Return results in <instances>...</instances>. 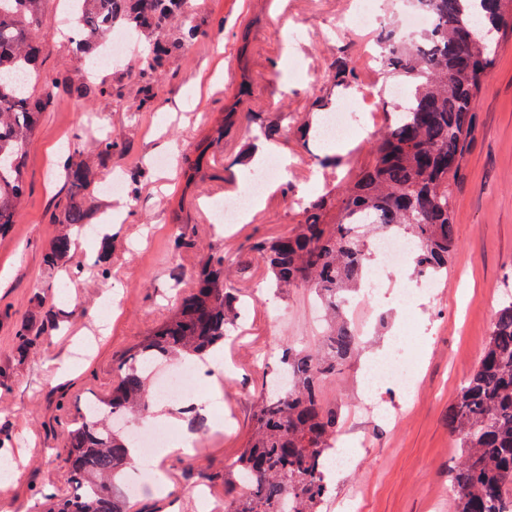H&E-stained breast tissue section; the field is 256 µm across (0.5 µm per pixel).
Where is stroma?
I'll return each mask as SVG.
<instances>
[{
	"label": "stroma",
	"instance_id": "obj_1",
	"mask_svg": "<svg viewBox=\"0 0 512 512\" xmlns=\"http://www.w3.org/2000/svg\"><path fill=\"white\" fill-rule=\"evenodd\" d=\"M282 20L269 19L265 0H198L194 26L205 36L169 63L161 80L157 109L138 110L125 98L102 108L79 83H66L67 23L59 0H47L48 20L33 34L45 67L62 83L55 102L27 148L30 189L16 224L0 237V430L20 477L0 488V512H49V494L69 492V474L53 459L66 437V422L90 396L108 395L119 357L174 309L192 286L191 275L211 249L223 250L237 269L234 285L246 309L243 324L224 339L226 380L218 397L231 427L206 436L200 458L220 470L235 462L251 431L252 416L268 394L273 372L264 360L280 356L286 343L317 345L324 329L309 287L276 295L265 282L262 263L249 251L257 237L289 234L304 220L305 203L358 173L373 160L374 136L340 135V165L326 161L325 140L301 138L296 124L280 126L273 137L288 179L269 191L253 218L222 224L215 204L242 186L243 150L255 133L254 114L275 119L288 112L301 117L320 99L344 100L333 83L339 61L348 62L363 99L356 110L361 126L384 127L389 89L395 77L377 57L381 29H397L402 0H380L384 23L346 27L353 0H280ZM223 20V47L208 31ZM235 105L232 125L224 112ZM107 111L124 121L131 145L114 156L104 179L139 162L151 170L135 207L113 200L119 214L111 225V277L101 282L93 262L98 249L87 230L74 235L72 249L84 263L79 279L58 296L68 316L49 332L42 350L16 361L17 324L31 309L37 289L53 279L41 256L55 233L52 215L61 171L56 156L89 115ZM477 110L479 126L462 167L453 178L455 249L436 283L409 284L405 270H382L364 310L373 322L360 358L329 380V404L349 410L371 404L374 417L344 423L337 455L354 462L346 477L333 480L330 512H448L441 491L460 456L459 440L448 429V406L473 373L506 288L512 287V35L498 43L494 63L483 79ZM169 157L154 167L155 157ZM199 164L193 181L185 169ZM191 248L175 253L174 235ZM401 341L417 360L412 389L366 385V366ZM164 472L178 512H199L198 478L188 457L167 453L155 461Z\"/></svg>",
	"mask_w": 512,
	"mask_h": 512
}]
</instances>
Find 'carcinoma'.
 Instances as JSON below:
<instances>
[{
    "label": "carcinoma",
    "instance_id": "1",
    "mask_svg": "<svg viewBox=\"0 0 512 512\" xmlns=\"http://www.w3.org/2000/svg\"><path fill=\"white\" fill-rule=\"evenodd\" d=\"M45 0H0V236L16 223L29 184L25 147L56 96L57 80L44 68L33 30L46 21ZM79 29L68 37L72 76L82 80L98 63L93 45L108 30H124L149 51L136 82L104 79L91 92L101 101L136 102L152 110L160 79L173 56L199 31L179 25L185 0H79ZM437 23L413 34L380 36L385 62L408 85L409 100L381 129L372 164L345 188L309 205L304 223L280 238H257L250 251L264 264L269 287L283 292L308 285L321 303L329 333L318 349L284 350L280 372L291 377L283 395L254 412L252 431L237 461L224 468V512H317L329 491L327 462L342 425L336 406L324 403V380L358 354L360 339L341 308L363 282L368 238L393 231L417 243L414 274L437 276L454 251L450 180L462 166L478 122L482 78L494 61L492 40L512 28V0H435ZM123 133L69 143L64 174L66 203L54 215L56 234L42 263L47 274L82 270L73 261V236L86 223L87 198L99 187L112 156L123 153ZM147 172L125 173L126 195L137 200ZM338 208L336 223L324 214ZM112 237L102 240L96 265L109 272ZM193 286L170 315L116 363L112 393L93 400L99 411L70 420L55 460L67 469L72 490L55 498L51 512H131V497L117 492L133 466L129 432L116 422L150 414L154 402L147 365L205 360L236 327L240 300L224 252L211 251L192 274ZM43 322L17 326L16 350L24 357L42 347L46 323L62 312L38 291ZM448 428L460 438L461 461L449 472V512H512V296L505 295L476 369L448 406Z\"/></svg>",
    "mask_w": 512,
    "mask_h": 512
}]
</instances>
